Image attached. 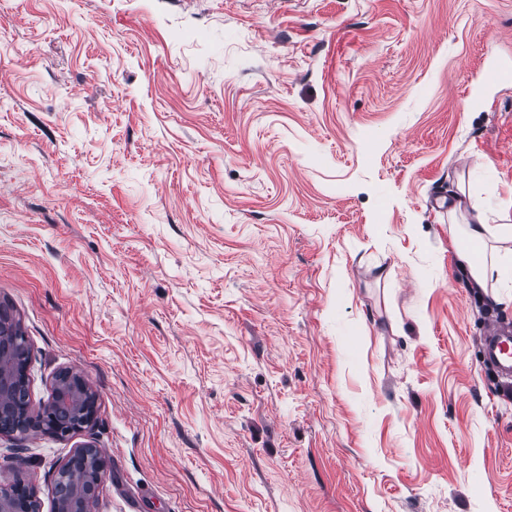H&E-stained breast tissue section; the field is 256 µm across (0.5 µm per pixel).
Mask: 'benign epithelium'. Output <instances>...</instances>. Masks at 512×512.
Returning a JSON list of instances; mask_svg holds the SVG:
<instances>
[{"mask_svg":"<svg viewBox=\"0 0 512 512\" xmlns=\"http://www.w3.org/2000/svg\"><path fill=\"white\" fill-rule=\"evenodd\" d=\"M25 335L21 323L0 316V422L6 418L25 422L23 434L74 435L96 421L97 396L78 372L61 371L49 398L33 410L18 399L17 391L28 386L31 358L20 357L11 342ZM108 475L106 455L92 443L79 446L57 473L55 512H94L95 499ZM0 512H40L33 488L25 481L0 483Z\"/></svg>","mask_w":512,"mask_h":512,"instance_id":"obj_1","label":"benign epithelium"}]
</instances>
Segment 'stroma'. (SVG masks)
<instances>
[{"label":"stroma","mask_w":512,"mask_h":512,"mask_svg":"<svg viewBox=\"0 0 512 512\" xmlns=\"http://www.w3.org/2000/svg\"><path fill=\"white\" fill-rule=\"evenodd\" d=\"M512 219V0H0V303L39 406L0 440L53 512H512V298L458 262ZM25 332L20 322L2 313L0 318V422L5 418L25 422L23 432H8L0 429V436H23L26 434H49L68 436L91 428L96 421L97 396L85 378L78 372L65 369L56 377L49 398L37 411L28 399L20 401L17 391L28 387L31 356L19 357L11 342ZM64 412L74 417L75 425L61 432L57 425V414ZM484 363L501 375L512 378V329L500 322L489 324L481 341ZM108 475L106 455L92 443L79 446L57 473L55 512H94L95 499Z\"/></svg>","instance_id":"stroma-1"}]
</instances>
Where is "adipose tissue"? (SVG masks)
<instances>
[{
	"label": "adipose tissue",
	"instance_id": "ef3b65f1",
	"mask_svg": "<svg viewBox=\"0 0 512 512\" xmlns=\"http://www.w3.org/2000/svg\"><path fill=\"white\" fill-rule=\"evenodd\" d=\"M466 236L469 240L491 247L490 259H477L472 254L459 252L460 262L468 269L479 285L497 281L501 287L512 286V224L489 223L479 206H472L467 223Z\"/></svg>",
	"mask_w": 512,
	"mask_h": 512
}]
</instances>
